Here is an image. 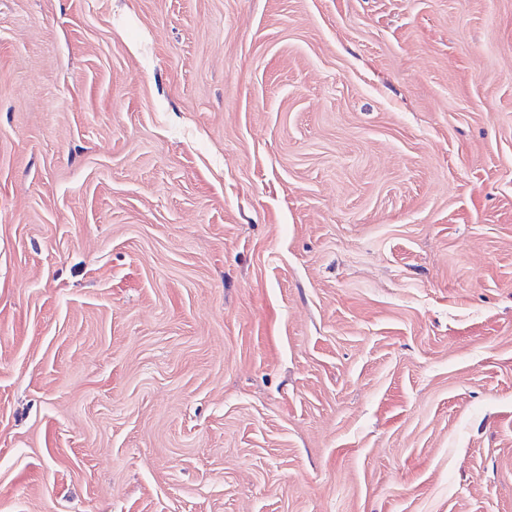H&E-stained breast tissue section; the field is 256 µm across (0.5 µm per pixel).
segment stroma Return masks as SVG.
<instances>
[{"label": "stroma", "mask_w": 512, "mask_h": 512, "mask_svg": "<svg viewBox=\"0 0 512 512\" xmlns=\"http://www.w3.org/2000/svg\"><path fill=\"white\" fill-rule=\"evenodd\" d=\"M0 512H512V0H0Z\"/></svg>", "instance_id": "stroma-1"}]
</instances>
